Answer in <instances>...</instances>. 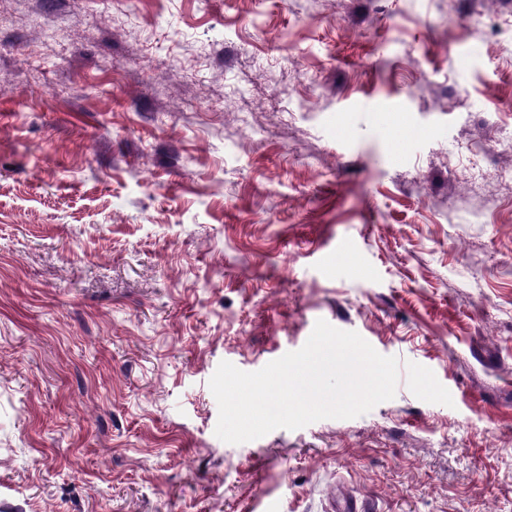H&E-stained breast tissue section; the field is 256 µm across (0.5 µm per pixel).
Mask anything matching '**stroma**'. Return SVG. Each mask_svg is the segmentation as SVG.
I'll return each mask as SVG.
<instances>
[{"mask_svg": "<svg viewBox=\"0 0 512 512\" xmlns=\"http://www.w3.org/2000/svg\"><path fill=\"white\" fill-rule=\"evenodd\" d=\"M0 0V512H512V0ZM351 419L215 434L317 320Z\"/></svg>", "mask_w": 512, "mask_h": 512, "instance_id": "1", "label": "stroma"}]
</instances>
